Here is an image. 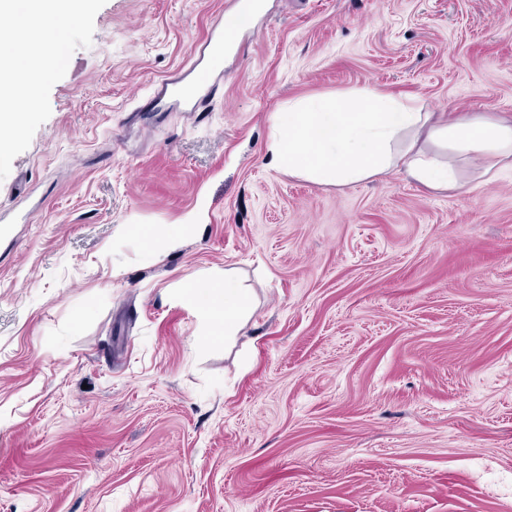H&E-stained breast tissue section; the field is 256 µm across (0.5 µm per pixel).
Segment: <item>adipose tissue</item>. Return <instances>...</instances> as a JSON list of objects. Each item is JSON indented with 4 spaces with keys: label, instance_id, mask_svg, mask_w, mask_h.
I'll use <instances>...</instances> for the list:
<instances>
[{
    "label": "adipose tissue",
    "instance_id": "obj_1",
    "mask_svg": "<svg viewBox=\"0 0 512 512\" xmlns=\"http://www.w3.org/2000/svg\"><path fill=\"white\" fill-rule=\"evenodd\" d=\"M272 136L279 168L324 184L364 182L396 170L444 192L459 186L458 159L489 177L512 168V114L464 112L451 119L374 87L278 113ZM185 295L208 338L234 341L252 312V295L231 270L220 279L191 280Z\"/></svg>",
    "mask_w": 512,
    "mask_h": 512
}]
</instances>
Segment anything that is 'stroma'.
Returning a JSON list of instances; mask_svg holds the SVG:
<instances>
[{"label":"stroma","instance_id":"35a3bbf8","mask_svg":"<svg viewBox=\"0 0 512 512\" xmlns=\"http://www.w3.org/2000/svg\"><path fill=\"white\" fill-rule=\"evenodd\" d=\"M258 2L189 112L153 101L233 0H107L0 181V512H512V169L271 163L276 113L368 85L512 113V0ZM227 269L253 312L199 344Z\"/></svg>","mask_w":512,"mask_h":512}]
</instances>
